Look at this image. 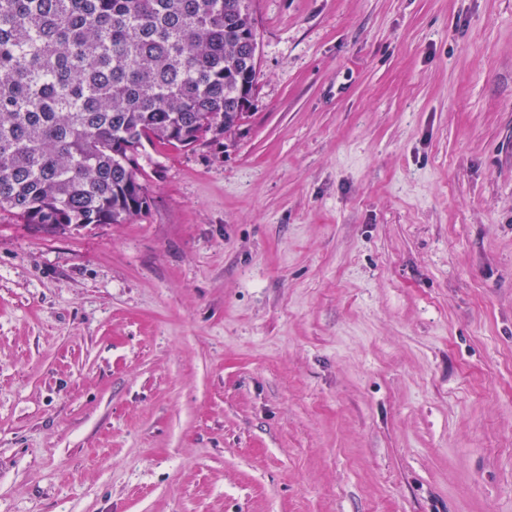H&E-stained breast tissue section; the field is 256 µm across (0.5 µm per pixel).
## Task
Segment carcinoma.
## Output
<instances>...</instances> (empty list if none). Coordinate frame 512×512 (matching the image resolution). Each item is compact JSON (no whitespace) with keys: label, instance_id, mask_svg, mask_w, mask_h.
Segmentation results:
<instances>
[{"label":"carcinoma","instance_id":"carcinoma-1","mask_svg":"<svg viewBox=\"0 0 512 512\" xmlns=\"http://www.w3.org/2000/svg\"><path fill=\"white\" fill-rule=\"evenodd\" d=\"M254 0H0V211L57 236L149 207L144 143L234 130Z\"/></svg>","mask_w":512,"mask_h":512}]
</instances>
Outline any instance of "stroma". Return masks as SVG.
<instances>
[{"mask_svg": "<svg viewBox=\"0 0 512 512\" xmlns=\"http://www.w3.org/2000/svg\"><path fill=\"white\" fill-rule=\"evenodd\" d=\"M150 208L0 213V512H512V0H255Z\"/></svg>", "mask_w": 512, "mask_h": 512, "instance_id": "1", "label": "stroma"}]
</instances>
